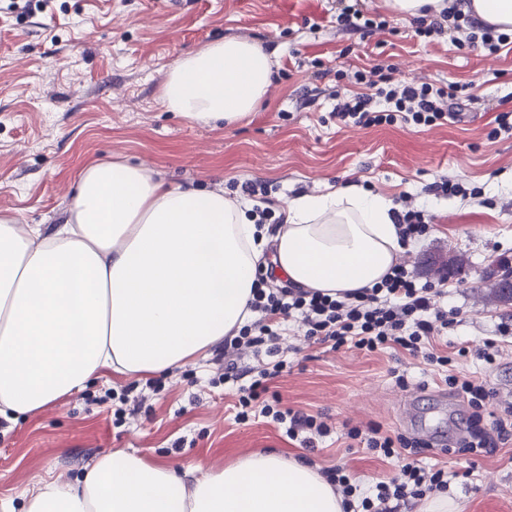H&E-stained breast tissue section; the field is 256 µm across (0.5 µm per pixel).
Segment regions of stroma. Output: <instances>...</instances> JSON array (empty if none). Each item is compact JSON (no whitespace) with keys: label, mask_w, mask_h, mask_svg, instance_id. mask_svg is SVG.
<instances>
[{"label":"stroma","mask_w":512,"mask_h":512,"mask_svg":"<svg viewBox=\"0 0 512 512\" xmlns=\"http://www.w3.org/2000/svg\"><path fill=\"white\" fill-rule=\"evenodd\" d=\"M383 33L347 34L336 22L339 0H31L30 12L0 15V212L25 224L59 223L78 172L114 155L150 168L176 185L223 189L235 196L247 180L272 187L267 201L282 214L295 196L356 186L425 210L431 231L401 253L418 282L432 262L461 252L470 267L449 279L437 299L455 309L448 343L458 375L512 383V305L491 302L481 283L512 259V134L490 138L499 113H512V51L485 57L448 37H420L411 18L382 0H361ZM240 37L274 59L268 91L251 115L212 127L166 111L159 101L170 65L216 38ZM379 66L395 80L436 86L472 82L456 118L440 126H354L339 121L331 93L354 89L356 68ZM344 78H337V71ZM479 187L477 199L431 192L440 178ZM279 345L290 370L270 390L281 407L317 416L331 429L316 451L289 441L271 418H235L236 387L223 383L216 350L145 382L92 378L38 416L0 417V499L43 478L73 482L106 450L137 451L183 470L207 460L220 467L256 452L311 458L343 467L357 497L395 475L350 446L349 428L379 425L407 436H453L469 408L422 358L392 349L337 350L309 342L298 317L281 321ZM495 340L494 363L480 358ZM407 385H399L398 375ZM418 399L415 421L402 404ZM425 468L448 474V497L466 512H512V446L491 454L426 452Z\"/></svg>","instance_id":"stroma-1"}]
</instances>
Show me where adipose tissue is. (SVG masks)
Returning a JSON list of instances; mask_svg holds the SVG:
<instances>
[{
  "label": "adipose tissue",
  "instance_id": "adipose-tissue-1",
  "mask_svg": "<svg viewBox=\"0 0 512 512\" xmlns=\"http://www.w3.org/2000/svg\"><path fill=\"white\" fill-rule=\"evenodd\" d=\"M270 54L243 38L178 58L162 106L189 121L237 123L272 79ZM251 201L167 183L122 158L83 168L60 223L0 214V417L17 419L108 372L148 379L237 335L261 274L329 295L390 273L395 206L355 187L300 195L282 223ZM315 465L255 453L178 471L108 451L74 482L42 480L0 512H344Z\"/></svg>",
  "mask_w": 512,
  "mask_h": 512
}]
</instances>
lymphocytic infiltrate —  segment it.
I'll list each match as a JSON object with an SVG mask.
<instances>
[{"label":"lymphocytic infiltrate","mask_w":512,"mask_h":512,"mask_svg":"<svg viewBox=\"0 0 512 512\" xmlns=\"http://www.w3.org/2000/svg\"><path fill=\"white\" fill-rule=\"evenodd\" d=\"M416 30L425 37L448 35L460 47L480 51L486 56L499 55L504 47L512 44V35L497 32L494 27L463 14L454 2L443 9L440 17L417 18ZM354 78L363 84L364 90L340 99L336 116L361 125L391 124L399 120L417 127L443 124L449 116V105L465 97L469 88L468 83L461 81L440 87L429 83L392 86L387 75H380L373 81L362 70L355 71ZM380 82L387 85L385 97L391 104L387 111L372 108V90ZM438 294L435 284H417L412 272L400 262L380 284L363 289L357 295L333 298L293 285L258 289L251 303L256 320L244 325L238 335L224 339V379L238 385V419L248 420L252 409L259 405L289 439L300 440L304 447H314L316 439L330 435V428L315 416L289 409L277 410L271 404L262 403L261 398L268 393L271 383L282 375L285 361L266 364L249 376L239 370L234 360L241 350L274 338L270 317L287 319L297 314L307 340L334 350L348 346L374 352L397 347L413 355L423 354L428 364L446 370V383L458 387L472 409L465 434L456 443L461 451L488 453L511 443L512 403H505L499 412L486 415V406L495 400L496 390L485 379L461 381L447 371L452 359L437 350L435 339L455 325L456 313L435 309L433 300ZM347 436L366 444L380 456L401 461L398 478L378 482L375 497L363 498V512H396V502L447 490L448 475L444 470H428L420 464V456L429 448V441L393 436L382 432L377 425L364 430L349 429Z\"/></svg>","instance_id":"lymphocytic-infiltrate-1"}]
</instances>
